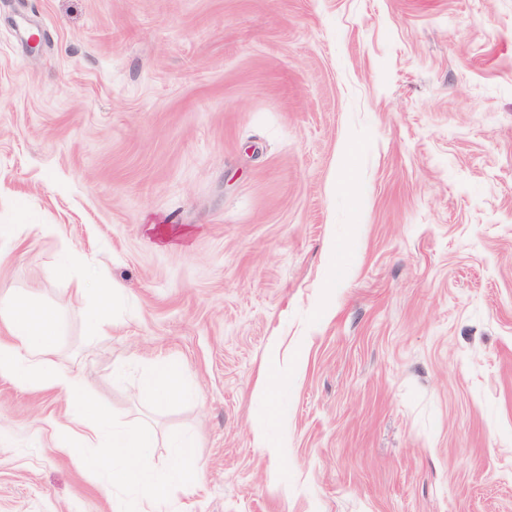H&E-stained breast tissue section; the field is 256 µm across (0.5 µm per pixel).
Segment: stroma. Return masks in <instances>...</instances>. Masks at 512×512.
<instances>
[{
	"label": "stroma",
	"instance_id": "1",
	"mask_svg": "<svg viewBox=\"0 0 512 512\" xmlns=\"http://www.w3.org/2000/svg\"><path fill=\"white\" fill-rule=\"evenodd\" d=\"M1 224L170 512H512V0H0ZM76 417L0 378V512H134ZM143 386L155 394L158 403H163L169 396L176 395L183 388V371L172 362L156 363L145 374Z\"/></svg>",
	"mask_w": 512,
	"mask_h": 512
}]
</instances>
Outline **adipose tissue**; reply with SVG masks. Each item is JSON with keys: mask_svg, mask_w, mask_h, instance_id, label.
<instances>
[{"mask_svg": "<svg viewBox=\"0 0 512 512\" xmlns=\"http://www.w3.org/2000/svg\"><path fill=\"white\" fill-rule=\"evenodd\" d=\"M0 323L9 334L8 340L0 341V378L11 379L22 388L51 389L67 396L86 419L88 435L95 439L99 450L94 459L88 460V469L107 473L112 484L132 486L141 504L139 512H161L172 483L187 480L194 471L190 457L193 441L180 443L179 465L165 475L156 474L147 463L155 441L150 428L115 425L81 379L46 366L45 356L59 334L54 316L40 313L24 299L11 296L0 299Z\"/></svg>", "mask_w": 512, "mask_h": 512, "instance_id": "ef3b65f1", "label": "adipose tissue"}]
</instances>
